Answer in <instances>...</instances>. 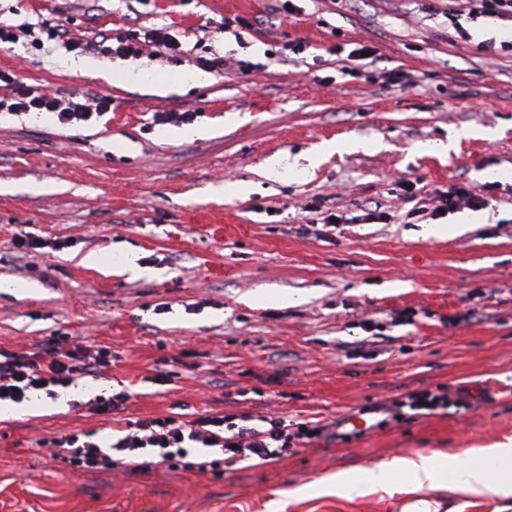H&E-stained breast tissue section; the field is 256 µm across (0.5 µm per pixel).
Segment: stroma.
I'll return each instance as SVG.
<instances>
[{
    "instance_id": "35a3bbf8",
    "label": "stroma",
    "mask_w": 512,
    "mask_h": 512,
    "mask_svg": "<svg viewBox=\"0 0 512 512\" xmlns=\"http://www.w3.org/2000/svg\"><path fill=\"white\" fill-rule=\"evenodd\" d=\"M448 0H0L35 41L0 69L59 94L111 99L77 125L0 115V347L62 334L107 346L97 379L38 392L0 420V512H401L407 495L308 492L415 453L465 456L512 437V52L506 22L446 16ZM112 38L166 28L171 57L66 51L53 28ZM360 45L373 60L353 56ZM220 56V74L198 57ZM190 81H182V74ZM162 112L189 123H159ZM204 137L179 138L183 126ZM346 142L343 152L328 151ZM439 152L425 151L428 143ZM284 159L269 178V158ZM487 187L442 214L436 190ZM335 223H327V216ZM465 225L451 238L429 227ZM39 246L19 257L22 233ZM133 249L145 276L118 264ZM96 252L104 265L87 267ZM292 297L262 304L259 291ZM372 331H364V322ZM174 375L160 386V371ZM123 414L86 403L115 385ZM469 403L380 423L373 404L422 388ZM282 415L367 430L223 477L75 473L52 437L108 439L170 413Z\"/></svg>"
}]
</instances>
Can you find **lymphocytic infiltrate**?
Here are the masks:
<instances>
[{"label": "lymphocytic infiltrate", "mask_w": 512, "mask_h": 512, "mask_svg": "<svg viewBox=\"0 0 512 512\" xmlns=\"http://www.w3.org/2000/svg\"><path fill=\"white\" fill-rule=\"evenodd\" d=\"M53 38L66 49L92 55H135L143 46L165 54H177L181 42L167 29L156 28L145 35L131 34L119 45L108 36L83 39L68 30L55 29ZM0 84L9 87L0 96V112L55 113L59 122L70 124L89 120L92 112H107L109 99L98 98L88 106L74 98H62L26 84L14 72L0 70ZM112 367L111 348L90 350L70 343L68 338H53L15 352L0 348V402L22 403L39 390L53 395L55 388H67L86 377L101 376ZM446 388L419 389L392 400L389 411L394 418L407 412L445 410L461 406ZM126 433L109 447L93 441L91 434L71 432L53 438L56 457L76 472H109L117 468L149 470L162 467L171 472L223 476L227 467L245 460L265 465L287 458L292 449L322 437L328 430L322 421L287 422L280 416H266L261 426L240 423L236 414L211 413L187 418L183 413L127 421Z\"/></svg>", "instance_id": "1"}]
</instances>
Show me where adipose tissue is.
Listing matches in <instances>:
<instances>
[{
  "instance_id": "obj_1",
  "label": "adipose tissue",
  "mask_w": 512,
  "mask_h": 512,
  "mask_svg": "<svg viewBox=\"0 0 512 512\" xmlns=\"http://www.w3.org/2000/svg\"><path fill=\"white\" fill-rule=\"evenodd\" d=\"M325 485L345 496L383 492L410 493L416 500L407 512H430L422 492L444 494L464 491L472 495L488 492L512 494V443L500 442L462 459L445 454L395 458L363 469L360 478L339 471L326 476Z\"/></svg>"
}]
</instances>
